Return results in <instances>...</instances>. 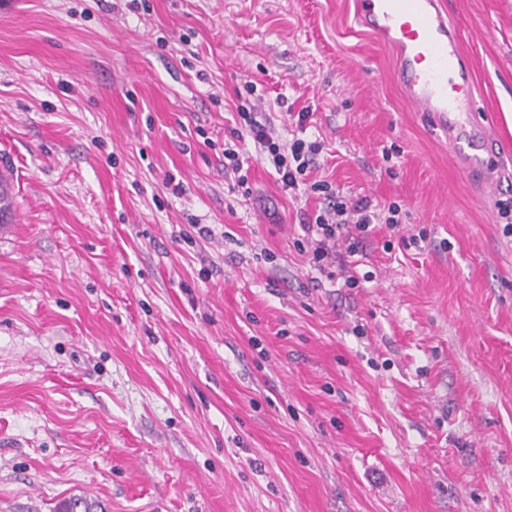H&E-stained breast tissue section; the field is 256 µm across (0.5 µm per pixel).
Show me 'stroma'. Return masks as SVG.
<instances>
[{"mask_svg": "<svg viewBox=\"0 0 512 512\" xmlns=\"http://www.w3.org/2000/svg\"><path fill=\"white\" fill-rule=\"evenodd\" d=\"M446 2L486 188L353 0H0V512H512V0ZM247 80L400 241L320 272L322 197L231 190Z\"/></svg>", "mask_w": 512, "mask_h": 512, "instance_id": "stroma-1", "label": "stroma"}]
</instances>
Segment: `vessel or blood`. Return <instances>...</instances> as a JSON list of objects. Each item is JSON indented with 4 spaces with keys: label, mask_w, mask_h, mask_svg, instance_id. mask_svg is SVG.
<instances>
[{
    "label": "vessel or blood",
    "mask_w": 512,
    "mask_h": 512,
    "mask_svg": "<svg viewBox=\"0 0 512 512\" xmlns=\"http://www.w3.org/2000/svg\"><path fill=\"white\" fill-rule=\"evenodd\" d=\"M354 11L360 26L394 48L393 74L415 110L457 146L470 178L486 180L472 66L448 20L446 0H354Z\"/></svg>",
    "instance_id": "obj_1"
}]
</instances>
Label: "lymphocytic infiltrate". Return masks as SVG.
<instances>
[{
    "label": "lymphocytic infiltrate",
    "instance_id": "obj_1",
    "mask_svg": "<svg viewBox=\"0 0 512 512\" xmlns=\"http://www.w3.org/2000/svg\"><path fill=\"white\" fill-rule=\"evenodd\" d=\"M244 97L237 106L238 126L224 144V172L234 178V188H246L247 177L243 172L246 161L244 143H252L260 160L265 161L275 171L283 190L296 192L309 190L322 193L325 205L317 214L306 216L301 227L314 248L311 261L316 268H324L335 262L337 237H344L348 255L362 252L368 233L375 224H384L397 228L401 224V208L390 203L380 209L367 198L355 201L340 196L336 190L325 183H307L306 177L322 150L317 140H309L306 135L308 113L289 115L288 123L294 131L290 138L274 136L269 119L258 112L253 100L256 87L253 83H244ZM354 225V235L342 236L345 225Z\"/></svg>",
    "mask_w": 512,
    "mask_h": 512
}]
</instances>
